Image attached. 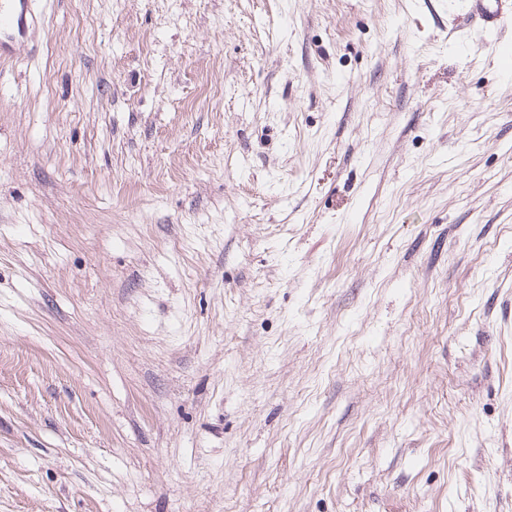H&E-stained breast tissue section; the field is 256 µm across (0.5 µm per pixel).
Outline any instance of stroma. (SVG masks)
Returning <instances> with one entry per match:
<instances>
[{
  "instance_id": "obj_1",
  "label": "stroma",
  "mask_w": 512,
  "mask_h": 512,
  "mask_svg": "<svg viewBox=\"0 0 512 512\" xmlns=\"http://www.w3.org/2000/svg\"><path fill=\"white\" fill-rule=\"evenodd\" d=\"M32 8L0 60V512H512V22Z\"/></svg>"
}]
</instances>
